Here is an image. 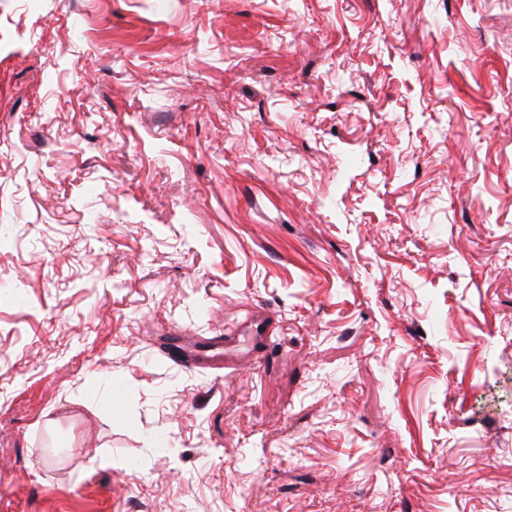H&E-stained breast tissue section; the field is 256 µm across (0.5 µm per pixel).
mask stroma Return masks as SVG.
<instances>
[{
  "instance_id": "stroma-1",
  "label": "stroma",
  "mask_w": 512,
  "mask_h": 512,
  "mask_svg": "<svg viewBox=\"0 0 512 512\" xmlns=\"http://www.w3.org/2000/svg\"><path fill=\"white\" fill-rule=\"evenodd\" d=\"M0 512H512V0H0Z\"/></svg>"
}]
</instances>
